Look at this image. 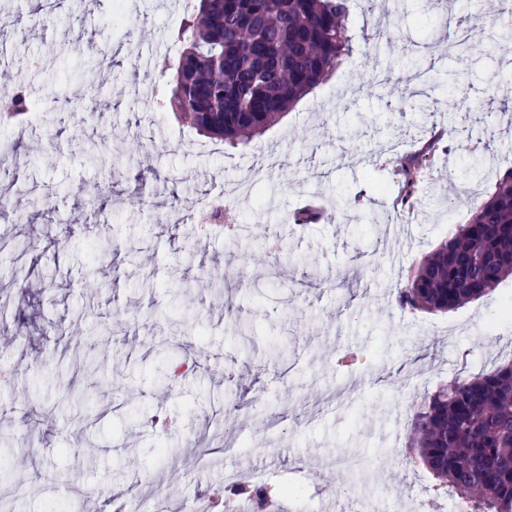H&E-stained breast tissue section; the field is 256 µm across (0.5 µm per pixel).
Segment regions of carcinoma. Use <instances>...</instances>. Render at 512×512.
<instances>
[{"instance_id":"cac0c4a2","label":"carcinoma","mask_w":512,"mask_h":512,"mask_svg":"<svg viewBox=\"0 0 512 512\" xmlns=\"http://www.w3.org/2000/svg\"><path fill=\"white\" fill-rule=\"evenodd\" d=\"M348 0H192L176 34L170 106L192 128L235 148L277 123L350 51ZM29 90L6 117L27 114ZM402 196H413L418 161L401 158ZM512 277V170L469 223L412 271L397 301L443 312L484 296ZM410 447L448 483L462 512H512V361L441 387L414 407ZM229 494L265 509L248 481Z\"/></svg>"}]
</instances>
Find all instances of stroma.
<instances>
[{"label": "stroma", "mask_w": 512, "mask_h": 512, "mask_svg": "<svg viewBox=\"0 0 512 512\" xmlns=\"http://www.w3.org/2000/svg\"><path fill=\"white\" fill-rule=\"evenodd\" d=\"M481 18L472 50H451L444 5L378 2L353 12L354 50L277 124L237 149L198 135L165 101L136 91L134 58L167 60L151 34L171 37L183 0H126L136 26L114 23L113 0H70L37 11L0 0V70L7 93L38 70L49 111L0 123L19 161L0 164V335L20 333L0 378V435L14 444L5 482L12 512H68L73 482L103 485L123 512H199L226 469L273 488L274 512H309L356 498L381 512H416L434 478L408 446L411 408L458 377L512 359V278L451 311L410 312L397 296L410 269L488 200L512 169V45L500 0H469ZM68 43L66 56L46 54ZM446 148L425 168L413 208L392 206L393 155L431 133ZM105 142V163L87 162ZM261 204L231 213L243 235L176 233L159 222L219 199L263 154ZM319 224L288 225L308 199ZM109 231H102V222ZM231 288H192L173 276L200 268ZM104 358L100 376L77 357ZM70 378L89 397L74 414L55 386ZM81 426H73V416ZM275 420L267 428V420ZM80 429L82 443L69 434ZM238 443L225 455V437ZM165 443L168 456L151 450ZM363 468L338 469L352 449Z\"/></svg>", "instance_id": "35a3bbf8"}]
</instances>
